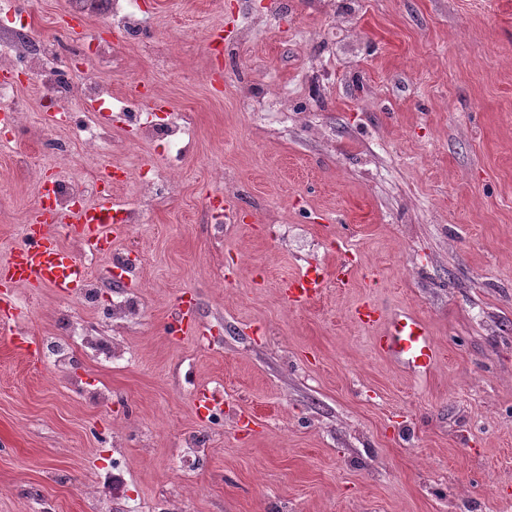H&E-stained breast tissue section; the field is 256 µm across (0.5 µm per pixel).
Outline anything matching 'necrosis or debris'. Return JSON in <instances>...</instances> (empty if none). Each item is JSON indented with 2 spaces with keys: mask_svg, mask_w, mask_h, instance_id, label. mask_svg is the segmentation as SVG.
<instances>
[{
  "mask_svg": "<svg viewBox=\"0 0 512 512\" xmlns=\"http://www.w3.org/2000/svg\"><path fill=\"white\" fill-rule=\"evenodd\" d=\"M67 7L69 14L75 16L104 15L109 26L130 43L137 42L148 27L139 0H67ZM0 15L11 20L10 26L0 34V61L21 70L28 83L37 85L58 103L68 102L78 90L84 98L123 113L126 122L137 131V144L162 142L166 148V166L163 171L143 175L140 190L145 196L175 192L183 163L195 147L193 127L179 116L163 122L151 121L140 109L137 98L116 99L111 90L97 80L78 81L75 70L65 67L61 58L66 54L78 57L88 67L106 58L110 49L98 40L94 31H86L74 45L55 40L38 41L31 36L17 0H0ZM45 135L47 151L61 159L78 146L96 150L109 144L112 129L100 122L97 113L88 112L79 123L49 128ZM100 193L101 183L97 178L61 174L54 179L52 201L59 211L66 212L93 206ZM76 301L83 307L99 310L101 324L82 318L67 319L61 340L46 346L45 360L60 372L68 371L78 354L113 366L121 364L125 358L123 347L103 341V329L123 326L142 315L143 307L137 294L131 290H116L114 281L97 274L88 276Z\"/></svg>",
  "mask_w": 512,
  "mask_h": 512,
  "instance_id": "1",
  "label": "necrosis or debris"
}]
</instances>
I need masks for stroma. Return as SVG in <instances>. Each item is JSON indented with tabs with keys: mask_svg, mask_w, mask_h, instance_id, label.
Returning <instances> with one entry per match:
<instances>
[{
	"mask_svg": "<svg viewBox=\"0 0 512 512\" xmlns=\"http://www.w3.org/2000/svg\"><path fill=\"white\" fill-rule=\"evenodd\" d=\"M141 4L150 49L90 17L114 55L96 78L190 115L178 192L138 195L159 144L48 162L21 137L37 173L0 151V264L60 170L118 173L141 217L114 250L146 257L129 364L62 374L0 335V512H512V0ZM25 10L34 38H63L66 0ZM273 85L287 111L257 101ZM215 196L234 214L219 238ZM309 266L325 286L294 304L281 285ZM184 299L207 335H167ZM12 301L40 343L64 310L92 316L46 287ZM365 304L419 317L436 366L381 355ZM101 386L109 404L78 394ZM202 386L221 394L206 420Z\"/></svg>",
	"mask_w": 512,
	"mask_h": 512,
	"instance_id": "obj_1",
	"label": "stroma"
}]
</instances>
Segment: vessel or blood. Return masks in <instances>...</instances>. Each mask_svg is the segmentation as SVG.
Here are the masks:
<instances>
[{
    "instance_id": "vessel-or-blood-1",
    "label": "vessel or blood",
    "mask_w": 512,
    "mask_h": 512,
    "mask_svg": "<svg viewBox=\"0 0 512 512\" xmlns=\"http://www.w3.org/2000/svg\"><path fill=\"white\" fill-rule=\"evenodd\" d=\"M114 199L103 193L94 207L64 214L37 202L28 222L29 232L14 250L6 265L0 267V289L19 286L48 287L60 294H73L83 287L87 271L77 255L67 249L53 231L54 225H67L81 246L97 254L112 250L124 227L110 223ZM323 284L318 268H308L299 278L284 285L297 301L313 298ZM379 353L403 363L422 374L435 366L439 349L425 323L413 314L398 312L387 321L385 332L377 336Z\"/></svg>"
}]
</instances>
